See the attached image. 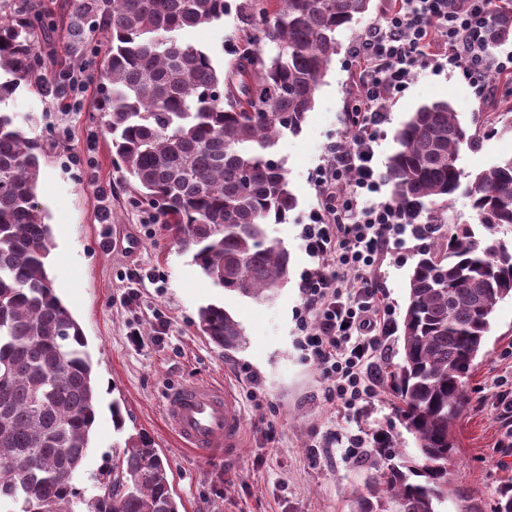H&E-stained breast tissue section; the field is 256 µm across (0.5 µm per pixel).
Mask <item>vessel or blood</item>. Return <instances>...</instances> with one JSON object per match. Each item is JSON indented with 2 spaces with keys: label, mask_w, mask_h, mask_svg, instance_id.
Instances as JSON below:
<instances>
[{
  "label": "vessel or blood",
  "mask_w": 512,
  "mask_h": 512,
  "mask_svg": "<svg viewBox=\"0 0 512 512\" xmlns=\"http://www.w3.org/2000/svg\"><path fill=\"white\" fill-rule=\"evenodd\" d=\"M167 420L183 447L202 459L232 454L243 440V421L234 392L209 384L168 389Z\"/></svg>",
  "instance_id": "obj_1"
}]
</instances>
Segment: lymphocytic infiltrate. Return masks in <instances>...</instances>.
<instances>
[{
    "instance_id": "lymphocytic-infiltrate-1",
    "label": "lymphocytic infiltrate",
    "mask_w": 512,
    "mask_h": 512,
    "mask_svg": "<svg viewBox=\"0 0 512 512\" xmlns=\"http://www.w3.org/2000/svg\"><path fill=\"white\" fill-rule=\"evenodd\" d=\"M496 0H394L383 20L364 29L349 53L356 92L343 137L328 142V163L312 174L321 207L304 228L306 253L336 265L303 280L305 345L331 397L347 412L373 397L381 380L376 358L392 333L380 307L383 289L373 276L378 260L420 239L427 224L399 203L379 198L383 175L374 165L387 105L421 71L459 75L483 100L491 74L512 75V52L491 53L487 44ZM354 272L358 286L343 293L341 274Z\"/></svg>"
}]
</instances>
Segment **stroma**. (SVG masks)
I'll list each match as a JSON object with an SVG mask.
<instances>
[{"label":"stroma","instance_id":"35a3bbf8","mask_svg":"<svg viewBox=\"0 0 512 512\" xmlns=\"http://www.w3.org/2000/svg\"><path fill=\"white\" fill-rule=\"evenodd\" d=\"M54 23L40 38L41 72L60 79L79 78L65 97L36 93L20 85L8 111L25 119L31 137L46 157L38 199L52 227L54 248L49 274L65 306L87 339L98 386L91 447L76 476L85 494L96 491L99 471L111 465L127 435L145 434L165 464L180 512H355L371 485L384 482L388 461L374 434L387 435L396 452L411 456L415 439L400 423L394 393L382 382L373 398L355 414L344 415L330 398L320 373L303 347L299 314L302 281L321 267L304 250L302 230L319 207L311 173L326 162L324 147L341 135V114L353 88L345 61L369 24L379 22L387 0H371L370 9L337 34L338 53L331 63L299 133L283 135L276 154L288 172L297 206L286 223L267 225L270 241L290 255V273L275 297L255 300L214 287L190 254L180 250L167 225L149 223L154 208L143 203L115 164L105 132L96 74L106 38L93 21L77 14L72 0H35ZM241 0H227L223 23L186 33L188 42L207 51L216 64L229 63L234 47H245L252 28ZM448 102L458 118L471 122L490 114L481 128L478 149L464 150L465 174L488 169L512 156V86L498 84L486 100H476L459 74L425 70L404 94L389 104L379 128L378 168H386L397 144L395 134L424 104ZM108 221H100V212ZM425 240H407L403 249L381 257L374 276L389 308L392 334L377 358L381 373L401 359V324L409 275ZM152 271L157 284L129 294L131 270ZM223 306L245 331L247 343L226 352L197 329L198 310ZM166 324L157 335L158 324ZM139 331L133 345L130 331ZM205 382L228 386L237 396L245 438L225 460L200 461L180 448L166 424L165 392L174 385ZM512 390V299L499 302L484 352L469 378L470 404L456 423L458 453L447 500L440 512H494L503 494H512V447L500 445L504 429L497 397ZM120 406L123 431L112 423ZM369 443L354 461L344 449L349 435Z\"/></svg>","mask_w":512,"mask_h":512}]
</instances>
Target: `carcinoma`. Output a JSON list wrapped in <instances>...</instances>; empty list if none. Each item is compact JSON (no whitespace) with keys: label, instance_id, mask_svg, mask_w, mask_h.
I'll return each instance as SVG.
<instances>
[{"label":"carcinoma","instance_id":"obj_1","mask_svg":"<svg viewBox=\"0 0 512 512\" xmlns=\"http://www.w3.org/2000/svg\"><path fill=\"white\" fill-rule=\"evenodd\" d=\"M371 0H244L260 22L249 47L217 69L182 38L224 21L225 0H81L109 38L98 81L115 161L166 218L181 251L217 288L272 299L290 257L268 240L296 198L274 149L297 134L334 56L336 34ZM48 22L31 0H0V104L36 74ZM512 40V6H498L489 43ZM270 45L273 52L264 53ZM446 101L420 106L395 135L385 181L392 197L426 218L461 188L463 149L478 146ZM40 140L0 109V512H179L165 465L148 439L130 435L101 471L97 493L75 485L91 443L97 391L83 329L59 298L47 264L54 248L38 201ZM465 193L473 224L424 247L409 278L402 362L391 372L397 412L417 454L370 489L358 512H439L457 454L455 422L498 302L512 299V157L476 174ZM219 348L245 344L223 307L198 311ZM421 477L423 482L410 481Z\"/></svg>","mask_w":512,"mask_h":512}]
</instances>
